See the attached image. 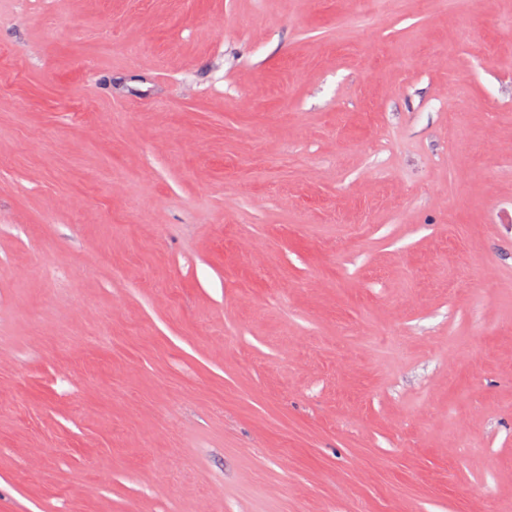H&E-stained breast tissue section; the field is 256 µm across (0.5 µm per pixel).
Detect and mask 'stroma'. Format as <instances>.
Instances as JSON below:
<instances>
[{
  "instance_id": "obj_1",
  "label": "stroma",
  "mask_w": 512,
  "mask_h": 512,
  "mask_svg": "<svg viewBox=\"0 0 512 512\" xmlns=\"http://www.w3.org/2000/svg\"><path fill=\"white\" fill-rule=\"evenodd\" d=\"M1 48L0 512H512V0Z\"/></svg>"
}]
</instances>
